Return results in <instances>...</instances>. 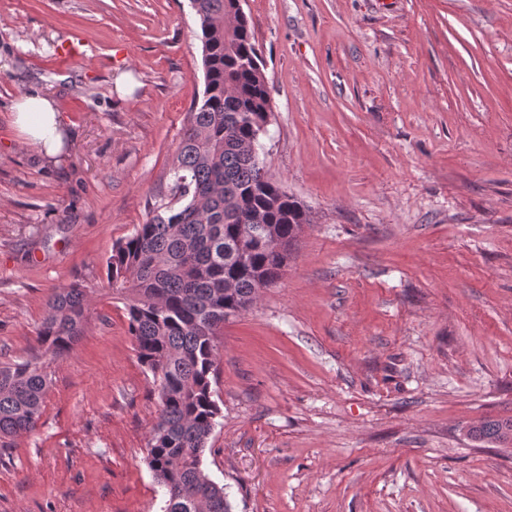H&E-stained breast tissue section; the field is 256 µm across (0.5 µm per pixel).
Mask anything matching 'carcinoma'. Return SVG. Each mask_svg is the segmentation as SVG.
Wrapping results in <instances>:
<instances>
[{
	"instance_id": "carcinoma-1",
	"label": "carcinoma",
	"mask_w": 512,
	"mask_h": 512,
	"mask_svg": "<svg viewBox=\"0 0 512 512\" xmlns=\"http://www.w3.org/2000/svg\"><path fill=\"white\" fill-rule=\"evenodd\" d=\"M193 2L205 86L171 168L176 202L115 245L108 271L111 290L128 300L137 358L158 383L147 464L165 489L164 512H231L224 487L202 469L221 417L210 380L217 336L279 279L306 217L254 153L272 107L247 18L237 0ZM89 305L78 283L54 289L39 353L0 364V448L36 429L50 387L45 366L84 334ZM468 434L511 443L512 420L482 421Z\"/></svg>"
}]
</instances>
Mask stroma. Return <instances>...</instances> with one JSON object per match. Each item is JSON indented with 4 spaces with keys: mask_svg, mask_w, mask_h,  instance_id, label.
<instances>
[{
    "mask_svg": "<svg viewBox=\"0 0 512 512\" xmlns=\"http://www.w3.org/2000/svg\"><path fill=\"white\" fill-rule=\"evenodd\" d=\"M242 8L259 159L307 222L217 338L205 473L233 512H512V446L467 435L512 419V0ZM203 90L189 0H0V363L35 352L55 288L91 299L0 448V512H162L157 386L107 261L170 199ZM36 91L67 128L52 159L11 127Z\"/></svg>",
    "mask_w": 512,
    "mask_h": 512,
    "instance_id": "obj_1",
    "label": "stroma"
}]
</instances>
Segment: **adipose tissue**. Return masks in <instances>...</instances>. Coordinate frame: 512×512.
I'll return each instance as SVG.
<instances>
[{"label": "adipose tissue", "mask_w": 512, "mask_h": 512, "mask_svg": "<svg viewBox=\"0 0 512 512\" xmlns=\"http://www.w3.org/2000/svg\"><path fill=\"white\" fill-rule=\"evenodd\" d=\"M14 125L25 142L39 146L45 157L63 152L67 134L52 99L38 93L21 98L14 106Z\"/></svg>", "instance_id": "obj_1"}]
</instances>
